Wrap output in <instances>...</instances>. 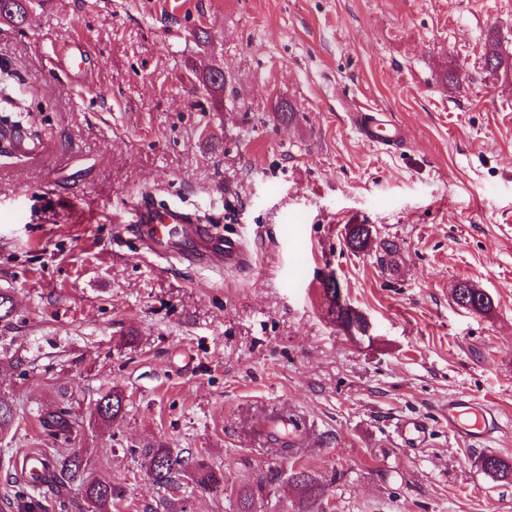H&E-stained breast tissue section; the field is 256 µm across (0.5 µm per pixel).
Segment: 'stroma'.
Returning a JSON list of instances; mask_svg holds the SVG:
<instances>
[{"mask_svg":"<svg viewBox=\"0 0 512 512\" xmlns=\"http://www.w3.org/2000/svg\"><path fill=\"white\" fill-rule=\"evenodd\" d=\"M492 30L512 52V0H28L24 24L0 20V77L40 131L0 153V508L22 512L26 454L72 447L120 512H237L242 487L291 512L293 466L326 484L323 512H512V482L480 466L512 460V87L484 68ZM365 110L407 144H365ZM145 193L244 241L248 264L146 256ZM332 280L367 335L338 325ZM461 282L491 308L458 306ZM113 386L105 423L90 405ZM459 393L497 408L492 440L441 423ZM64 396L69 443L38 422ZM272 411L313 430L291 460L256 430ZM404 417L429 423L425 447L400 446ZM160 443L223 487L153 484ZM125 397L122 390L118 387H111L98 400V410L94 412L97 417L104 422H109L116 418L123 410Z\"/></svg>","mask_w":512,"mask_h":512,"instance_id":"stroma-1","label":"stroma"}]
</instances>
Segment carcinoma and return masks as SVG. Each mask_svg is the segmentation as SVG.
<instances>
[{
  "instance_id": "cac0c4a2",
  "label": "carcinoma",
  "mask_w": 512,
  "mask_h": 512,
  "mask_svg": "<svg viewBox=\"0 0 512 512\" xmlns=\"http://www.w3.org/2000/svg\"><path fill=\"white\" fill-rule=\"evenodd\" d=\"M0 18L21 24L26 19V0H0ZM485 69L492 74H502L504 80H512V59L500 51L498 36L488 34L483 56ZM454 295L463 300L461 307L474 311H487L491 308L489 296L482 290L462 283L454 289ZM125 397L123 391L116 387L110 388L98 400L101 405L95 415L109 422L123 410ZM41 426L56 438L69 440L75 425L73 413L66 405H58L40 416ZM38 458L45 468L42 475H33L26 479V485L32 489L49 484L64 488L74 481H81L82 498L88 512H112L117 504L124 499V491L111 482L84 477L87 463L76 461L75 453L57 455L39 454ZM189 461L173 454L164 444L155 448H147L142 454L141 466L154 483L161 487L171 488L177 484V477L188 469ZM481 467L491 478L498 481H512V462L489 455L481 460ZM197 483L201 487H218L224 484V474L216 473L209 466L199 463L196 465ZM288 482L299 493L298 512H321L320 505L327 495L326 485L315 475L300 468H291Z\"/></svg>"
}]
</instances>
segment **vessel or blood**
<instances>
[{
	"label": "vessel or blood",
	"mask_w": 512,
	"mask_h": 512,
	"mask_svg": "<svg viewBox=\"0 0 512 512\" xmlns=\"http://www.w3.org/2000/svg\"><path fill=\"white\" fill-rule=\"evenodd\" d=\"M354 126L369 144L400 147L404 141L402 128L388 124L371 112L354 115ZM136 222L151 253L177 254L192 264H206L209 256L220 255L228 267L242 265L248 258L244 242L233 237H210L199 218L180 208L157 209L148 199L136 205ZM440 417L457 438L480 442L490 438L500 427L497 409L490 403L466 395L450 398L441 407ZM261 433L276 447L299 448L309 438V427L294 415H271L259 424ZM400 444L405 448L424 447L431 430L427 422L417 418L400 419L395 426Z\"/></svg>",
	"instance_id": "vessel-or-blood-1"
}]
</instances>
